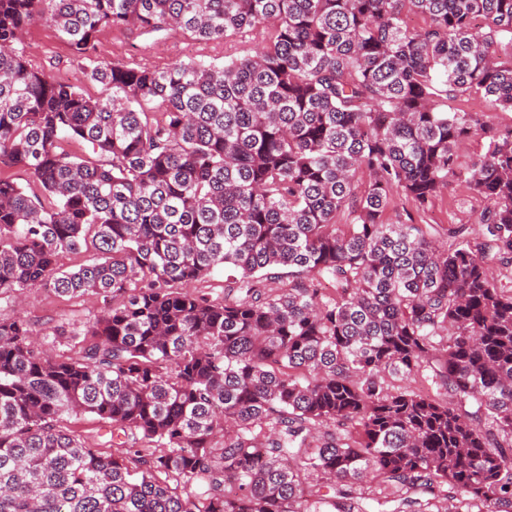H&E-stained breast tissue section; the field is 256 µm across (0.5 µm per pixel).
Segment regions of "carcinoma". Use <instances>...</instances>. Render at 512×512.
<instances>
[{
	"label": "carcinoma",
	"mask_w": 512,
	"mask_h": 512,
	"mask_svg": "<svg viewBox=\"0 0 512 512\" xmlns=\"http://www.w3.org/2000/svg\"><path fill=\"white\" fill-rule=\"evenodd\" d=\"M37 18L100 96L29 66ZM109 28L230 52L131 67ZM504 43L512 0H0V163L32 177L0 176V302L100 300L76 357L0 312V512H512V127L464 168L487 124L448 108L512 111ZM450 177L482 242L388 222ZM448 107L469 112H482L488 125L494 129L512 126V112L493 107L480 97H462L448 101ZM64 425L84 437L90 445L96 444L98 439L99 424L91 415H78L65 417Z\"/></svg>",
	"instance_id": "carcinoma-1"
}]
</instances>
